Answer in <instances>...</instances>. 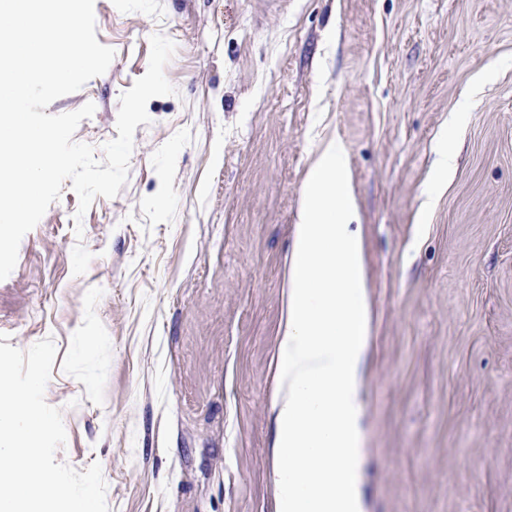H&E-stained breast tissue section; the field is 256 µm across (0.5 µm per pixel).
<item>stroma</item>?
Here are the masks:
<instances>
[{"label": "stroma", "mask_w": 512, "mask_h": 512, "mask_svg": "<svg viewBox=\"0 0 512 512\" xmlns=\"http://www.w3.org/2000/svg\"><path fill=\"white\" fill-rule=\"evenodd\" d=\"M105 74L74 141L117 138L150 38L175 45L128 180L71 181L0 281V344L53 338L55 459L109 512H274L271 403L293 226L347 146L374 312L366 512H512V0H95ZM449 150L455 171L439 182ZM82 235H75V226ZM92 253L73 275L76 244Z\"/></svg>", "instance_id": "1"}]
</instances>
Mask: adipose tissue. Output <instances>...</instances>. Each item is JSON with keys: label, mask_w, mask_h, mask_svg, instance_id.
Here are the masks:
<instances>
[{"label": "adipose tissue", "mask_w": 512, "mask_h": 512, "mask_svg": "<svg viewBox=\"0 0 512 512\" xmlns=\"http://www.w3.org/2000/svg\"><path fill=\"white\" fill-rule=\"evenodd\" d=\"M278 330L275 512H364V362L371 333L349 157L322 145L301 192Z\"/></svg>", "instance_id": "obj_1"}]
</instances>
